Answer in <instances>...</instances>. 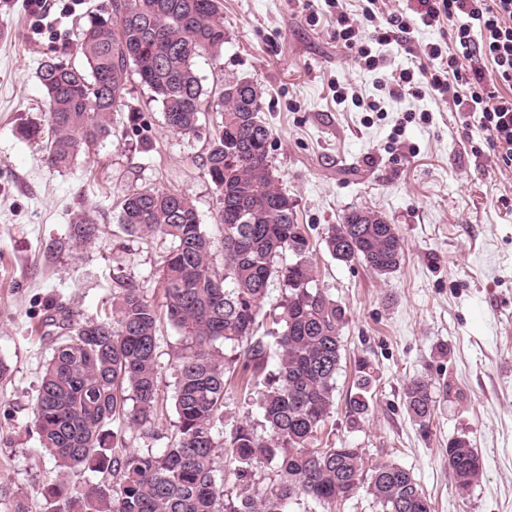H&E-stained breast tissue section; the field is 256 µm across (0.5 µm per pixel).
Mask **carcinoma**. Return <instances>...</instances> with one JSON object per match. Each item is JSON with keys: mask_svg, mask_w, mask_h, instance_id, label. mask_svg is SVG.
Here are the masks:
<instances>
[{"mask_svg": "<svg viewBox=\"0 0 512 512\" xmlns=\"http://www.w3.org/2000/svg\"><path fill=\"white\" fill-rule=\"evenodd\" d=\"M221 6V0H110L109 9L88 16L75 43L83 65L46 60L37 71L51 130L44 163L66 171L108 138L132 75L161 103L171 131L198 135L206 90L195 58L221 56ZM242 88L236 97L226 81L218 92L220 121L206 157L218 193L224 273L213 266L214 242L191 197L148 187L125 196L118 223L130 236L170 242L159 269L165 312L132 282L112 292L110 313L99 319H79L57 300L46 305L41 339L51 355L32 424L60 469L59 480L43 489L50 512H295L304 500L328 512L361 489L379 512H432L402 466L373 464L362 448L316 447L335 411L345 310L314 286L307 231L269 159L272 130L261 117L262 93L248 81ZM68 232L83 246L100 228L87 211L72 218ZM325 243L336 260L360 261L379 276L395 272L404 254L395 225L371 209L346 213L329 227ZM274 278L284 288L269 312L279 329L258 336ZM164 319L182 335L171 353L176 436L164 448L122 450L113 424L144 440L158 437ZM228 371L254 388L257 416L245 415L226 433ZM372 381V367L361 362L347 402L354 428L370 411ZM404 403L413 421L428 424L434 385L414 377ZM224 455L235 461L229 485L217 465ZM448 466L462 496L482 475L477 451L462 437L448 440ZM77 471L109 472L112 482L89 483L76 496L67 478Z\"/></svg>", "mask_w": 512, "mask_h": 512, "instance_id": "1", "label": "carcinoma"}]
</instances>
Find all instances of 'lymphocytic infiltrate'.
I'll return each mask as SVG.
<instances>
[{
  "instance_id": "obj_1",
  "label": "lymphocytic infiltrate",
  "mask_w": 512,
  "mask_h": 512,
  "mask_svg": "<svg viewBox=\"0 0 512 512\" xmlns=\"http://www.w3.org/2000/svg\"><path fill=\"white\" fill-rule=\"evenodd\" d=\"M363 10L374 30L361 35L355 19L336 9V37L354 50L366 68L376 69L374 46L411 42L412 25L400 14L377 17L378 0ZM419 18L430 26L447 22V46L426 45L425 64L387 78L389 94H430L451 104L465 125L477 127L491 147L496 165L512 169V0H418Z\"/></svg>"
}]
</instances>
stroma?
I'll use <instances>...</instances> for the list:
<instances>
[{
  "mask_svg": "<svg viewBox=\"0 0 512 512\" xmlns=\"http://www.w3.org/2000/svg\"><path fill=\"white\" fill-rule=\"evenodd\" d=\"M109 0H48L43 12L27 0H0V507L22 501L47 512L41 495L58 470L32 433V408L49 357L41 335L47 300L68 303L81 317L105 313L118 282L142 288L162 306L158 270L169 243L131 237L117 217L124 196L157 186L189 193L203 230L221 240L216 189L205 166L215 112L202 132H170L160 103L137 79L127 84L113 134L65 172L48 168L42 141L16 129L47 125L48 104L36 77L46 59L81 65L74 45L91 12ZM224 50L196 58L202 84H255L273 130L269 156L304 224L319 288L346 310L336 411L330 441L366 449L373 460L410 470L433 512H512V171L431 96L389 97L384 81L413 65L397 45L380 50L371 71L336 40V16L325 0H222ZM387 13L413 22L414 48L447 45L448 27L420 23L418 0H383ZM348 94L338 101L337 91ZM382 111L365 108L370 101ZM355 208L382 213L404 245L399 268L376 275L358 261L331 257L324 237ZM94 213L102 229L87 246L68 237L71 217ZM180 333L163 325L161 396L168 405L154 440L174 431L175 367ZM447 345L439 355L438 345ZM373 368L371 409L351 428L346 403L358 365ZM435 383L428 426L408 415L403 389L413 377ZM468 439L483 476L458 495L448 468V441Z\"/></svg>",
  "mask_w": 512,
  "mask_h": 512,
  "instance_id": "35a3bbf8",
  "label": "stroma"
}]
</instances>
